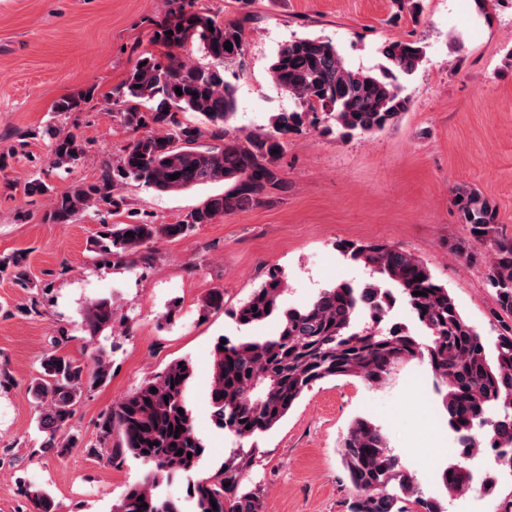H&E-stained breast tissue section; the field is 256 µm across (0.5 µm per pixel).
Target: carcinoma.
I'll return each mask as SVG.
<instances>
[{
	"label": "carcinoma",
	"instance_id": "cac0c4a2",
	"mask_svg": "<svg viewBox=\"0 0 512 512\" xmlns=\"http://www.w3.org/2000/svg\"><path fill=\"white\" fill-rule=\"evenodd\" d=\"M238 3L243 15L236 20L196 10L189 0L174 17L154 22L153 41L164 50L141 55L117 91L120 121L138 137L119 160L102 162L95 182L56 196L47 219L70 224L103 205L117 213L125 206L117 188L129 182L160 193L222 183L224 192L172 224L135 215L128 222L102 223L89 242V251L101 260L148 264L154 258L152 244L186 237L199 224L247 212L271 195L287 192L288 181L278 165L284 151L280 135L300 126L311 113L325 114L328 128L353 137L382 131L408 110L410 99L399 80L411 76L423 60L424 50L417 42L386 45L385 65L376 74L350 67L332 43L305 36L288 42L270 64L272 83L292 100L293 109L273 115L267 128L232 133L236 90L224 79V69L187 62L179 50L191 41L219 63L241 58L244 23L254 0ZM227 42L232 44L230 51L225 49ZM188 112L197 114L202 125L186 121ZM204 137L209 138L205 145ZM52 138L53 167L68 171L84 158L85 145L76 135L56 130ZM175 173L179 178L173 180ZM455 196L454 205L471 234L492 244L487 285L496 312L510 318L512 238L499 236L497 209L479 190L463 188ZM342 250L370 270L371 280L325 288L310 304L285 309V282L274 272L233 310L241 327L275 319L278 328L269 336L216 343L210 391L215 424L244 440L278 426L318 381L352 377L381 387L399 366L419 359L427 361L444 388L442 406L463 448L461 458L484 446L498 455L512 452V326L503 324L491 353L448 288L412 254L375 242L346 243ZM0 271L31 291L38 287L23 251L1 258ZM415 291L423 295L415 296ZM399 300L414 311L425 335L383 326ZM115 322L112 301L97 299L90 304L85 331L93 339L113 329ZM192 376L187 361H175L101 417L98 441L108 447V460L128 454L146 467L143 480L126 488L112 512H183L180 502L163 495L161 488L175 476L195 471L204 455L187 404ZM110 379L111 362L103 352L90 365L56 350L42 357L29 391L39 410L43 452L62 457L77 444L71 433L76 405L83 392ZM114 434L119 443L110 447ZM342 460L357 490L349 512H445L440 501L424 496L420 480L402 469L384 432L370 420L360 417L350 425L342 442ZM249 465L248 453L240 448L218 473L190 484L194 512H263L260 492L242 483ZM441 481L450 498L471 489L470 475L460 465L444 469ZM25 496L34 512H55L45 491L28 486Z\"/></svg>",
	"mask_w": 512,
	"mask_h": 512
}]
</instances>
